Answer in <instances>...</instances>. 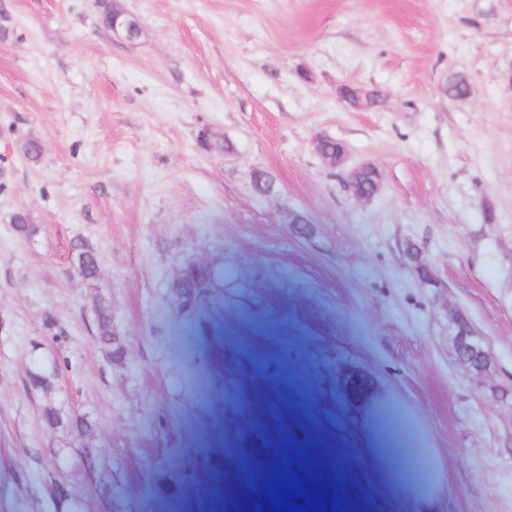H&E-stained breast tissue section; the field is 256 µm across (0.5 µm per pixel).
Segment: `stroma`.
Returning a JSON list of instances; mask_svg holds the SVG:
<instances>
[{"label": "stroma", "instance_id": "35a3bbf8", "mask_svg": "<svg viewBox=\"0 0 512 512\" xmlns=\"http://www.w3.org/2000/svg\"><path fill=\"white\" fill-rule=\"evenodd\" d=\"M116 2L136 40L98 0H0V512H210L212 473L221 512H269L248 475L280 470L327 505L512 512V0ZM359 164L380 174L367 201ZM187 260L231 272L190 307L169 288ZM452 305L492 385L456 362ZM262 337L293 356L244 353ZM394 417L426 495L387 487ZM347 433L360 454L322 470ZM120 12V9H116L112 5L105 6L102 15L104 26L111 29L112 33L117 36H122L127 40L136 39L140 32V25L135 18L131 17V20L127 21L123 26L117 27L114 25L112 27V19L114 20ZM134 31H138L136 37ZM400 449L406 469L411 471L416 479L418 491L421 494H426L430 489L431 474L428 470L420 466V461L418 460L419 448L401 447Z\"/></svg>", "mask_w": 512, "mask_h": 512}]
</instances>
